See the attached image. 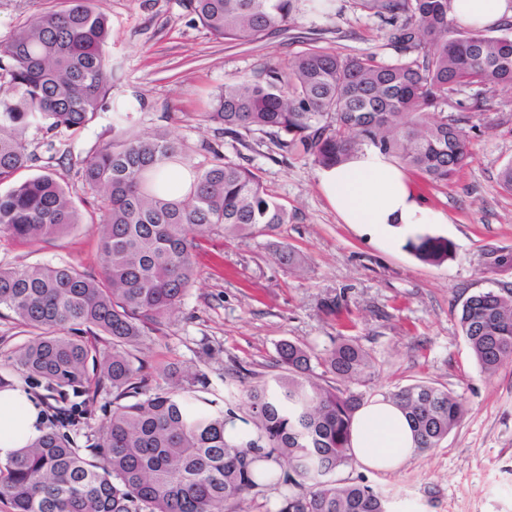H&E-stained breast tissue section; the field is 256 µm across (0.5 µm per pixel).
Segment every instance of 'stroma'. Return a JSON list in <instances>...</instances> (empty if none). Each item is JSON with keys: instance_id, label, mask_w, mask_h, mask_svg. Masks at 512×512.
I'll use <instances>...</instances> for the list:
<instances>
[{"instance_id": "1", "label": "stroma", "mask_w": 512, "mask_h": 512, "mask_svg": "<svg viewBox=\"0 0 512 512\" xmlns=\"http://www.w3.org/2000/svg\"><path fill=\"white\" fill-rule=\"evenodd\" d=\"M60 0H0V40L19 26L58 7ZM112 28L105 51L116 67L112 96L137 103V130H167L195 147V162L218 148L226 159L259 169L267 188L291 218L268 236L203 239L193 286L163 332L144 337L137 356L150 387L171 384L178 366L202 375L203 396L223 394L235 371L244 385L279 374L282 342L324 353L339 337L355 340L375 368L360 391L384 397L398 387L425 381L461 394L466 413L439 447L413 453L391 472L349 465L338 476L370 485L393 512H512V360L483 374L462 336L457 310L468 296L512 289V266L486 265L491 247L512 251V192L499 173L512 161V88H467L448 110L460 113L476 96L484 111L466 124L470 157L458 176L440 185L409 171L424 204L442 213L427 233L451 240L452 259L434 265L408 249L371 238L342 223L325 196L320 169L311 160L283 156L266 134L234 141L198 119L225 80L288 61L311 46L341 55L376 54L389 62L387 28L355 4L337 0L322 14L300 6L295 24L255 41L218 39L184 9L182 0H95ZM112 125L102 113L68 148L72 161L56 167L58 180L83 214H91V190L76 164L105 138ZM288 245L297 265L273 257ZM71 264L100 272L104 264L97 225L36 245L0 241V267ZM337 303L336 314L327 305Z\"/></svg>"}]
</instances>
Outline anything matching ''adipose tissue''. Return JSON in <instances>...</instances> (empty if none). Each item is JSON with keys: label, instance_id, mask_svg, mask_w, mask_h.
<instances>
[{"label": "adipose tissue", "instance_id": "obj_1", "mask_svg": "<svg viewBox=\"0 0 512 512\" xmlns=\"http://www.w3.org/2000/svg\"><path fill=\"white\" fill-rule=\"evenodd\" d=\"M450 18L474 27H494L512 18V0H452ZM323 191L343 223L396 242L421 234L424 225L444 223L423 206L399 163L375 148H364L345 164L321 170ZM43 433L40 409L23 388L0 392V461ZM414 452L410 425L390 401L376 398L356 413L350 454L360 466L395 470Z\"/></svg>", "mask_w": 512, "mask_h": 512}]
</instances>
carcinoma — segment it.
<instances>
[{"label":"carcinoma","mask_w":512,"mask_h":512,"mask_svg":"<svg viewBox=\"0 0 512 512\" xmlns=\"http://www.w3.org/2000/svg\"><path fill=\"white\" fill-rule=\"evenodd\" d=\"M183 2L210 34L253 41L287 29L297 0ZM357 2L388 27L396 60L314 46L226 80L201 120L236 140L271 134L280 150L323 169L374 147L433 183L452 180L468 157L467 117L448 112V99L466 87H512V23L496 34L463 27L449 17L451 0ZM110 37L94 0H64L0 41V237L35 243L82 223L54 174L21 177L41 159L29 132L42 135L45 165H59L68 154L62 135L113 113L112 136L77 171L95 192L102 270L0 267V308L27 334L0 366V391L15 387L17 372L59 404L34 443L0 461V502L11 512H237L273 488L275 512H389L372 487L336 479L351 464L352 425L365 403L350 385L373 368L355 341L316 359L288 341L278 350L284 373L243 395L225 388L222 407L183 386V371L171 388L148 386L134 350L181 305L197 240L273 232L288 223V208L257 169L211 147V161L196 163L192 148L166 132L132 131L128 107L112 101L115 68L103 51ZM406 249L431 264L455 255L451 241L427 233ZM458 321L481 372L512 357L511 290L467 297ZM313 360L334 384L316 381ZM103 392L112 393V409L81 442L65 428L91 415ZM389 398L419 451L438 447L466 412L464 397L432 383Z\"/></svg>","instance_id":"obj_1"}]
</instances>
